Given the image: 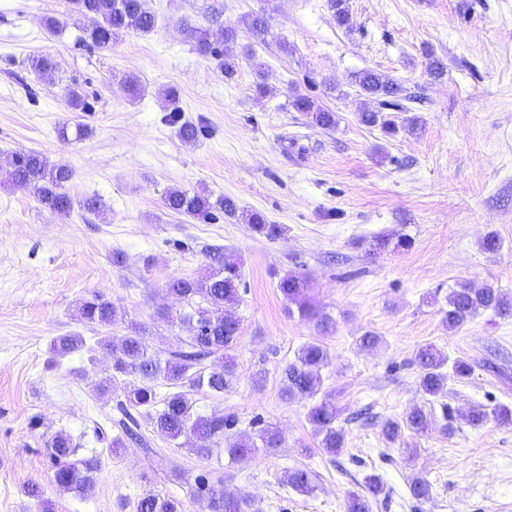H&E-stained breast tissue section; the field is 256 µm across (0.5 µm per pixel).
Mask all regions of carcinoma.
<instances>
[{
    "mask_svg": "<svg viewBox=\"0 0 512 512\" xmlns=\"http://www.w3.org/2000/svg\"><path fill=\"white\" fill-rule=\"evenodd\" d=\"M74 12L89 20L85 29L84 41L106 49L112 36L121 31L147 33L154 29L156 16L146 6V0H69ZM336 23L349 28L352 16L348 0H330ZM237 33L233 28L222 26L205 29L196 38V50L203 56L214 58L224 77L235 74V55L232 45ZM354 83L377 104L378 109L361 113L360 121L369 127H377L383 133L394 136L403 130L414 134L419 130L417 118L411 117L399 126L391 120L386 111H409L408 103L415 97L396 81L373 70H363L354 74ZM291 106L298 112L310 115L312 123L321 129L336 127V113L325 110L307 96L298 95ZM168 120L178 126V133L186 142L196 141L204 132V126L183 119L176 96H171V109ZM72 177L71 170L63 164H52L42 153L30 151L13 156L9 181L29 188L37 201L47 209L68 214L72 210V200L66 192V184ZM165 207L177 214L188 215L203 220H212L222 213L237 218L250 225L255 231L268 238L280 235L278 224H269L258 212H249L238 207L236 201L224 195L214 197L205 193H189L178 187L165 192ZM409 238L395 234H382L369 244L373 253L399 252L409 248ZM241 274L239 265L231 259H224L221 267L211 270L198 278L176 277L170 279L168 291L186 303L188 311L176 316L168 310L157 312L158 318L167 323L188 326L191 336L187 348L161 360L149 348L145 330L131 327L130 332L114 341L105 336L98 346L112 352V378L128 379L124 391L125 400L119 402L120 409L127 418L123 424L126 435L134 437L137 432L131 427L135 422L134 413H145L158 433L176 441L184 439L189 451L202 460H208L212 448L206 444L210 439L231 437L230 431L236 419L230 415L212 414L192 416V401L184 388L207 389L222 394L229 389L234 377V363L229 351L233 349L240 331L239 322L224 313V308L241 301ZM284 299L296 306L289 313H298L302 319L312 320L322 332H328L333 322L325 314L315 310L307 299L309 288L306 277L289 271L278 282ZM491 311L503 318L512 317V296L495 287L489 281L464 284L448 291L447 308L443 310V323L455 330L484 312ZM79 314L82 319L95 324L108 326L118 317L117 307L111 301L94 295L81 302ZM84 347L80 336H58L51 343L52 351L64 356ZM220 355L221 365L208 368L204 360L211 355ZM331 361L328 350L319 343H309L298 351L294 361L288 363L282 372V393L287 398L296 396L312 398L321 386V369ZM419 370V385L431 397L444 393L447 375L443 369L448 357L431 345L418 350L415 358ZM164 380L176 391L162 399V408L150 411L156 406L157 381ZM339 412L336 406L322 401L313 405L309 420L315 426L318 447L335 454L344 447V431L337 425ZM469 425L478 427L493 419L500 423L512 422V409L501 404L492 407L477 405L465 415ZM432 426V416L422 407H413L400 420H388L382 424L381 432L385 439L394 443L406 429L417 435L428 433ZM282 442L278 431L270 427L261 428L256 438L236 439L228 444L226 452L230 459L242 461L250 458L259 449L277 448ZM51 459L55 465L56 483L67 489L88 492L94 488L96 474L100 470V460L96 456L75 457L76 448L65 434H57L51 440ZM314 474L302 468L288 473V484L300 493H310L314 489ZM197 496L206 504L207 512H261L259 505L249 495L227 493L205 481L196 487ZM384 493V484L377 476L366 481L365 493L354 492L350 496L347 512H370L369 499L378 498ZM135 512H183L180 502L160 494H148L138 499Z\"/></svg>",
    "mask_w": 512,
    "mask_h": 512,
    "instance_id": "carcinoma-1",
    "label": "carcinoma"
}]
</instances>
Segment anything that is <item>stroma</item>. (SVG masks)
<instances>
[{"instance_id":"stroma-1","label":"stroma","mask_w":512,"mask_h":512,"mask_svg":"<svg viewBox=\"0 0 512 512\" xmlns=\"http://www.w3.org/2000/svg\"><path fill=\"white\" fill-rule=\"evenodd\" d=\"M147 6L152 31L119 33L99 49L81 41L88 21L68 0H0V512H132L150 493L204 512L193 491L205 471L262 512H345L371 474L387 489L372 512H512V424L465 420L479 404L512 407V318L486 312L451 331L440 313L461 283L487 280L512 294V0H349V30L328 0ZM255 12L266 18L259 33L242 23ZM47 16L62 28L48 32ZM218 26L237 31L229 80L194 46L195 30ZM39 55L55 57L56 69L31 72ZM433 58L441 77L429 72ZM363 69L421 93L411 107L419 135L392 137L360 122L372 103L351 78ZM130 78L139 84L134 98ZM72 87L90 111L70 110ZM172 88L185 119L204 120L208 136L178 138L165 120ZM298 95L335 112L336 128L311 126L291 106ZM77 122L89 134L62 140L60 127ZM27 151L71 168L69 214L8 182L13 154ZM173 186L232 197L284 233L270 239L226 216L174 214L162 202ZM89 197L100 212L84 210ZM383 231L409 235L411 248L373 255L358 247ZM491 232L502 242L495 254L481 247ZM226 257L239 261L246 288L228 308L240 322L235 375L224 393L191 391L193 411L235 416L236 437L255 435L261 417L280 431V447L238 463L220 441L201 462L142 415L139 440L113 451L123 384L111 381V356L96 341L135 324L169 358L189 332L157 318L162 307L185 309L168 280L201 276ZM291 270L309 276L332 333L289 314L277 283ZM95 294L118 308L112 325L80 319L81 301ZM367 332L379 336L375 348L360 347ZM70 334L94 353L52 360V339ZM317 341L332 357L320 395L344 417L335 455L318 446L311 400L282 396L284 367ZM425 345L469 359L473 375L449 376L442 396L425 395L413 363ZM415 404L450 410L453 432L437 423L427 435L387 442L382 423ZM59 433L78 456H99L92 492L57 486L49 443ZM296 468L314 473L311 493L288 486ZM417 477L429 483L428 499L411 496ZM33 481L42 499L28 496Z\"/></svg>"}]
</instances>
